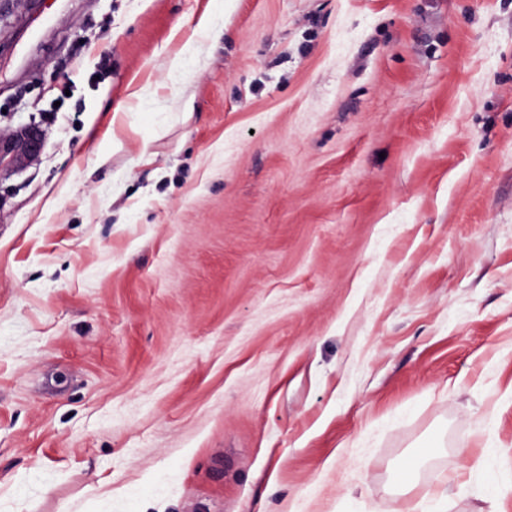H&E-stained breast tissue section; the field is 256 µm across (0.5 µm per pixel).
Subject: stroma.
<instances>
[{
  "label": "stroma",
  "mask_w": 512,
  "mask_h": 512,
  "mask_svg": "<svg viewBox=\"0 0 512 512\" xmlns=\"http://www.w3.org/2000/svg\"><path fill=\"white\" fill-rule=\"evenodd\" d=\"M32 117L0 512H512V0H0Z\"/></svg>",
  "instance_id": "1"
}]
</instances>
